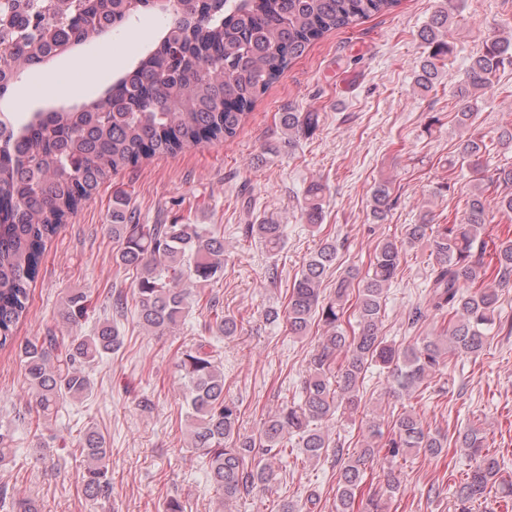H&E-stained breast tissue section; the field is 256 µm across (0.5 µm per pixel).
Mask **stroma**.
<instances>
[{
	"label": "stroma",
	"instance_id": "35a3bbf8",
	"mask_svg": "<svg viewBox=\"0 0 512 512\" xmlns=\"http://www.w3.org/2000/svg\"><path fill=\"white\" fill-rule=\"evenodd\" d=\"M456 19L447 39L452 53L435 91H414L417 61L425 51L418 32L440 0H400L392 10L325 34L256 102L236 137L203 144L174 155L153 156L111 174L83 207L46 245L39 273L30 287L29 308L15 330L17 343L0 348V426L14 433L16 460L0 467V489L36 502L42 512H164L180 500L185 512H222L221 496L207 479L198 452L185 431L176 362L194 336L203 332L206 309H196L186 325L158 336L143 330L134 313L120 323L123 348L93 366L95 384L86 401L66 402L57 419L35 422V396L29 389L17 345L33 336L66 338L86 334L111 317L108 292L132 295L135 271L113 263L112 204L128 198L143 224H211L224 235V275L210 287L235 316L238 336L220 342L224 394L240 409L241 432L253 433L281 405L297 397L308 362L325 329L313 325L307 336L289 335L285 322L267 323L269 308L285 309L289 290L303 264L324 238L339 245L335 275L366 271L378 240L404 238L408 225L428 215L433 223L464 211L480 176L512 167V149L496 147L503 129H512V64L501 68L494 85L477 100L474 133L491 143L479 167H449L462 130L454 120L456 85L471 60L494 38L512 36V0H454ZM161 20L143 13L114 34L95 39L57 58L45 69L28 70L0 109L23 119L46 102L42 87L62 83L54 99L79 103L109 86L111 76L84 87L75 66L105 56L126 70L157 36ZM314 112L318 127L289 144L279 124L283 112ZM390 181L396 203L382 224L370 216L371 195L379 181ZM326 185L320 223L302 215L307 186ZM270 220L285 225L283 249L270 255L246 237L249 224ZM436 255L430 244L409 247L401 271L386 293L379 325L387 342L406 345L436 336L443 319L409 326L408 313L423 296ZM278 265L270 281L266 269ZM83 290L93 300L78 327L64 324L59 307L69 292ZM502 332L492 334L478 358L452 356L424 395L400 401L388 392V371L371 367L355 418L328 422L345 452L358 450L367 426L416 413L425 429L456 437L469 426L483 429L490 453L512 480V288L500 292ZM152 410L139 407L143 396ZM98 426L112 450V490L102 505L82 493L87 462L76 449L78 431ZM287 467L268 487H257L233 501L232 512H279L283 502L304 504L320 498V512H336L338 467L334 456L307 460L288 439ZM474 459L448 451L436 457L389 460L377 455L368 469L364 493L380 489L388 471L400 474V488L388 512H458L454 492Z\"/></svg>",
	"mask_w": 512,
	"mask_h": 512
}]
</instances>
